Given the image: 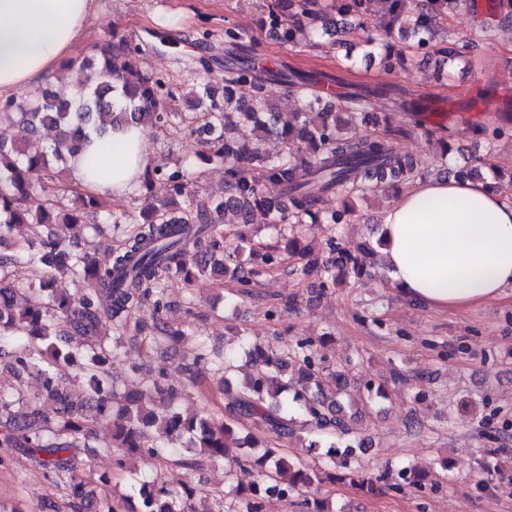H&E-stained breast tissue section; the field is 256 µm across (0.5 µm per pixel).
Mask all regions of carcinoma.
Masks as SVG:
<instances>
[{
	"instance_id": "obj_1",
	"label": "carcinoma",
	"mask_w": 512,
	"mask_h": 512,
	"mask_svg": "<svg viewBox=\"0 0 512 512\" xmlns=\"http://www.w3.org/2000/svg\"><path fill=\"white\" fill-rule=\"evenodd\" d=\"M371 0H336L334 8L352 19L331 27L332 19L316 9L317 0H275L268 13L269 35L283 46L311 43L321 34L339 41L359 38L370 11ZM462 0H390V12L381 24L385 36L398 32L407 39L397 50L382 38H359L371 49L384 48L381 67L385 72L403 59V51L437 56L448 64L445 76L452 77L455 64L465 61L462 51L438 31L447 28L450 16ZM478 31L487 35L497 18L512 20V0H486L480 7ZM243 33L224 28V96L217 98L210 80L200 77L196 97L198 116L188 124L190 133H199L202 155L224 166L227 198L220 201L181 203L187 197L189 172L183 169L148 168L143 186L163 182L168 196L160 208L148 212L145 221L131 230L121 249L106 258L94 259L64 245L61 240L42 243L34 250L0 251V363L10 364L20 377L36 372L42 389L19 416L13 407L15 393L0 388V448H15L26 455L46 479L65 494L66 512H84L88 481L83 478L81 441L91 418L105 419L112 426V442L106 451L119 448L133 459L148 454L161 459L175 456L177 465L190 467L196 458L222 460L228 472L249 466L251 480L238 482L219 498L217 512H261V501L269 493L290 500L303 497L307 512H334L331 502L321 497V489L336 481L325 470L324 458L345 470L341 478L363 495H379L385 490L401 492L424 485L426 475L413 467L395 474L372 477L355 466L357 450L364 441L353 434L354 416L383 397V386L366 380V394L356 398L342 380V374L320 355L316 344L298 339L279 351L264 348L245 336L240 348L253 366L238 384L232 379L239 369L237 354L211 352L200 342L190 359L181 364L189 385L201 386V376L210 371L224 376V409L228 421L214 417L207 406L196 415H183L176 400L183 391L163 382L164 374L134 369L141 390L121 395L112 383L110 366L121 354L120 346L97 332L100 317L108 316L118 336L130 330L134 311L150 303L155 313L150 340L179 342L188 337L183 324L166 316L165 292L177 278L191 284L209 272L229 277L239 292L250 293L278 263L267 254L260 264L245 267L238 247L224 248L218 217L224 210L236 211L244 224H266L283 238L288 226L304 224H344L353 213L348 198L355 192L375 190L373 182L407 181L415 177L418 159L397 149L392 140L379 136L349 133L356 115L363 114L370 94L391 96L392 88L381 85L362 93H350L338 101L313 92L327 75L286 68H263L251 57L236 55ZM93 55L70 59L65 69L71 85L80 95L73 97L57 87H38L24 99L0 103V117L15 113L30 133L49 126L58 139L51 152L35 149L24 141L0 137V245L19 226L38 229L61 224L79 233L81 209L98 206L100 200L74 194L72 205H64L57 193L61 166L77 159L91 135L104 136L112 129L134 123L154 130L185 120L171 111L176 93L165 77L143 72L138 65L140 48L126 39L112 37L92 47ZM288 83L305 94L302 105L284 117L261 101L246 103L233 88L251 84L262 93L271 85ZM241 115L252 123L255 138L239 142L229 135V116ZM493 140L512 141V116L497 124L478 126ZM280 184L279 196L263 192V183ZM345 197L339 209L323 211V197ZM324 239L330 257L323 263L325 288L347 285L370 274L367 259L373 248L364 243L355 249ZM291 256L316 263L311 243L294 239L288 244ZM27 258L46 267H67L74 280L90 281L91 292L58 288L51 277L37 284H5L12 267ZM74 366L88 377L90 392L87 414L64 393L61 366ZM246 421L251 431L239 437L235 421ZM154 429L159 439L149 445L142 440L146 429ZM308 435V460L282 454L258 434L271 433L279 440H291L298 433ZM140 485L139 512H192L191 500L197 489L188 483L172 486L158 478Z\"/></svg>"
}]
</instances>
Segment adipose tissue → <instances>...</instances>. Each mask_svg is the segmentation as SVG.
<instances>
[{
    "label": "adipose tissue",
    "mask_w": 512,
    "mask_h": 512,
    "mask_svg": "<svg viewBox=\"0 0 512 512\" xmlns=\"http://www.w3.org/2000/svg\"><path fill=\"white\" fill-rule=\"evenodd\" d=\"M93 0H0V98L60 82L79 44ZM95 175L75 164L72 184L120 198L140 188L152 162L141 127L127 125ZM390 285L436 311L462 312L512 289V197L482 180L419 179L401 188L381 218Z\"/></svg>",
    "instance_id": "ef3b65f1"
}]
</instances>
